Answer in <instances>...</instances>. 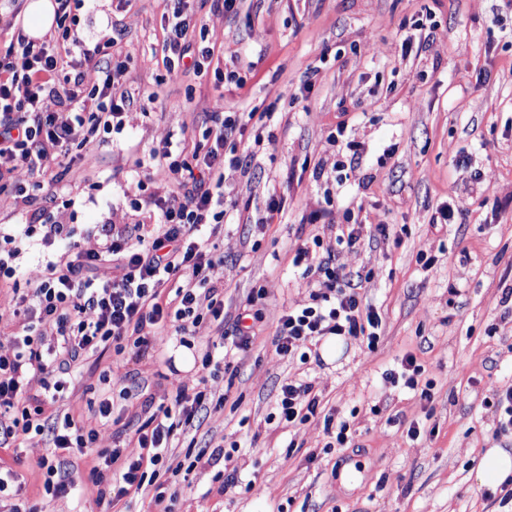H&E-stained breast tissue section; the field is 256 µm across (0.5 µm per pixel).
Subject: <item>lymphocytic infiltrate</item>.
I'll return each instance as SVG.
<instances>
[{"mask_svg": "<svg viewBox=\"0 0 512 512\" xmlns=\"http://www.w3.org/2000/svg\"><path fill=\"white\" fill-rule=\"evenodd\" d=\"M70 2L56 0L53 44L20 34L0 47V196L11 199L22 217L14 233L0 234V283L19 277L11 248L16 238L60 247L43 257L40 279L14 294L13 320L0 327L11 345L0 353V447L34 434L48 436L55 449L53 459L39 462L43 494L33 503L13 469L0 467V512H55L56 500L69 492L62 477L68 456L91 447L102 512H131L133 499L146 489L161 512H179L180 492L170 476L201 464L214 467L224 458L192 441L183 458L171 452L173 439L202 414L223 409V398L206 382L177 388L166 405L144 398L135 412L103 398L91 406L88 420L61 411L58 403L92 357L144 352L160 326L185 337L205 321L227 354L242 359L251 351L266 290L251 289L240 312L226 316L224 291L213 284L212 271L224 262L214 250L227 221L229 178L247 172L253 158L239 150L237 140L255 115L228 96L223 111L208 113L204 121L202 150L189 153L164 143L151 156L154 191L128 197L139 221L98 225L95 246L83 248L71 224L46 221L33 204L38 194H58L71 150L79 151L85 165L96 164L98 149L123 128L131 100L122 89L126 66L112 53L115 38L89 44L73 33ZM164 18L161 54L168 72L186 63L204 71L214 50H194L197 24L189 0H166ZM49 100L57 110L45 109ZM321 245L318 236L297 245L293 264L304 270L309 300L283 312L272 337L279 355L303 364L326 336H363L375 348L382 327L379 312L362 303L361 274L344 272ZM33 374L42 377L41 393L28 389ZM320 407L311 384L290 380L279 388L272 418L297 428L319 416ZM323 418L335 430L334 447H346L352 439L348 420L331 413ZM107 425L120 426L126 445L97 447L98 430Z\"/></svg>", "mask_w": 512, "mask_h": 512, "instance_id": "f902f5d3", "label": "lymphocytic infiltrate"}]
</instances>
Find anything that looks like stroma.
Wrapping results in <instances>:
<instances>
[{
    "mask_svg": "<svg viewBox=\"0 0 512 512\" xmlns=\"http://www.w3.org/2000/svg\"><path fill=\"white\" fill-rule=\"evenodd\" d=\"M194 8L212 34L213 66L232 64L243 87L211 73L167 74L163 0L126 8L89 0L77 9L84 40L120 35L130 52L123 89L134 104L95 168L76 170L49 206L71 217L83 247H94L95 225L135 221L126 196L151 150L200 140L204 114L230 94L245 110L271 115L269 139L254 145L249 172L227 199L244 221L225 226L217 247L224 263L213 272L233 314L264 286V319L247 359L208 380L226 397L223 411L190 431L197 445L229 451L226 468L241 486L222 490L216 469L198 466L180 512H512L500 486L476 480L485 450L502 445L484 400L512 389V300L503 299L512 289V8L504 0H253L232 20L212 0ZM425 14L444 38L402 57L403 39ZM343 123L360 160L339 184L331 164L340 147L331 138ZM271 187L288 209L262 226ZM327 188L336 223L385 224L402 242L335 246L337 265L363 275L361 296L383 317L381 339L371 350L349 337L334 358L302 365L277 354L271 338L280 313L308 299L291 265L295 244L318 235L335 245L333 232L306 221ZM446 202L466 212L465 223L431 224ZM156 342L139 357L105 353L83 368L81 386L159 400L194 387L196 368L166 364L180 347L173 329H158ZM409 354L434 383L431 404L387 377ZM288 379L312 383L323 407L351 415L349 447L326 449L319 418L293 431L268 422ZM411 421L424 428L419 438L407 434ZM52 454L33 435L0 447V466L15 470L35 499L44 477L33 463ZM94 458L89 451L67 465L72 490L57 512H100L89 480Z\"/></svg>",
    "mask_w": 512,
    "mask_h": 512,
    "instance_id": "obj_1",
    "label": "stroma"
}]
</instances>
